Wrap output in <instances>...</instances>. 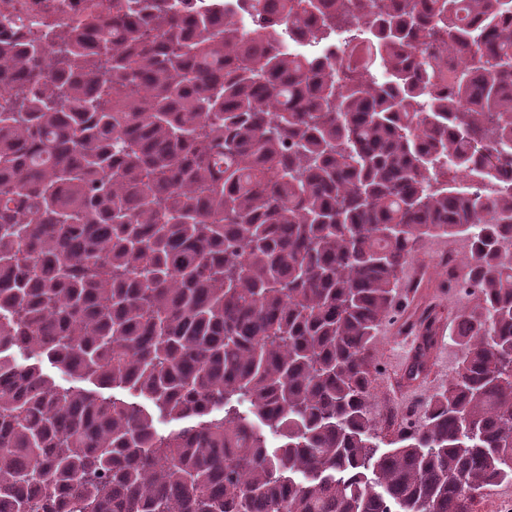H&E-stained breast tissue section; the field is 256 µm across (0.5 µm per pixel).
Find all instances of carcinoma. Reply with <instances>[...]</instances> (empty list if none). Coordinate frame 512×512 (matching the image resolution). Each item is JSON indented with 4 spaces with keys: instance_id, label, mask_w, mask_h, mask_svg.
<instances>
[{
    "instance_id": "cac0c4a2",
    "label": "carcinoma",
    "mask_w": 512,
    "mask_h": 512,
    "mask_svg": "<svg viewBox=\"0 0 512 512\" xmlns=\"http://www.w3.org/2000/svg\"><path fill=\"white\" fill-rule=\"evenodd\" d=\"M245 2L249 32L112 0L0 38V512H472L512 484V187L468 184L512 165V0ZM269 16L372 32L325 68ZM432 237L467 242L461 356L381 452L374 343ZM418 339L410 380L435 317Z\"/></svg>"
}]
</instances>
